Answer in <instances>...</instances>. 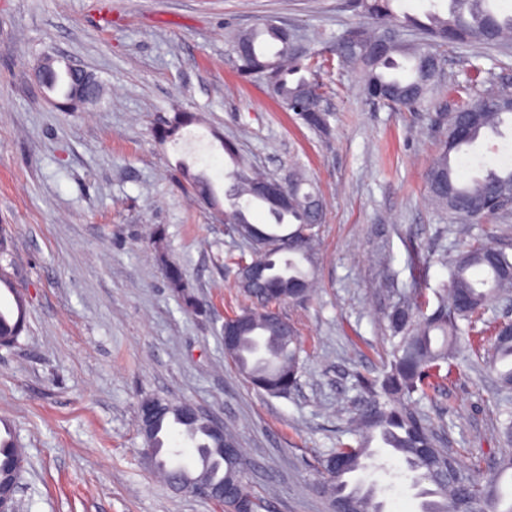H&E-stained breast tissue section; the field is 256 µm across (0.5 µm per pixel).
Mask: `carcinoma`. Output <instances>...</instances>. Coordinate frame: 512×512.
<instances>
[{"mask_svg":"<svg viewBox=\"0 0 512 512\" xmlns=\"http://www.w3.org/2000/svg\"><path fill=\"white\" fill-rule=\"evenodd\" d=\"M394 0H356L355 7L379 26L413 27L423 33L421 41L404 43L397 40L376 54L372 44L377 31L362 25L345 30L336 38L338 61L357 71L363 92L372 101L390 104L398 109L423 101L434 89L440 73L427 67L426 58L445 46L479 43L497 45L512 34V14L493 8L490 0H449L448 11L425 13V19L400 16L393 9ZM297 37L292 31L265 20L256 27L237 33L233 50L242 77H262L272 93L294 112L311 130L329 139V113L322 93L301 76L288 81V76L317 66L313 52L301 54L296 49ZM458 96L457 108L438 116L442 138L437 155L427 174L428 203L448 212L456 231L465 234L470 226L485 215L495 213L494 193H512V168H488L468 180L461 179L456 161L487 133L501 134V128L512 125L508 101L512 94L492 90L480 101L467 94ZM196 120L191 112H176L164 126L154 129V139L164 144L184 126ZM224 153L233 164L228 174L233 199L222 209L209 178L190 167L180 168L181 185L196 201L209 210L224 213L227 224H241L256 240L270 239L279 249L269 258L260 287L246 293L250 305L236 315L237 325L232 344L224 345L229 358L254 386L281 396L296 389L302 365V345L294 329L269 314L272 305L282 301L306 300L315 281L310 274L314 264L317 237L316 224L323 223V205L319 192L306 173L294 168L288 171L291 185L286 210L275 208L258 188L271 177L256 169L239 154L236 144L222 142ZM260 203L268 207L275 225L282 231L260 227L249 221L247 211ZM170 287L179 297L183 309L196 314L202 304L190 289L181 268L166 266ZM512 299V255L491 243L469 246L448 262V286L437 294V305L415 296H405L394 304L386 319L391 331L392 350L389 371L380 382L362 381L368 396L364 406L351 420L350 433L355 443L332 448L322 458L323 490L333 512H384L372 487L352 477L368 467L373 458L372 443L381 441L404 460L413 474V485L427 482L433 486L423 491L427 500L422 512H512V501L505 502L498 486L512 471V414L502 423L504 448L497 462L485 469L474 465L472 472L459 468L454 454L439 446L438 435L427 418L413 406V395L428 396L434 381L451 372V362L472 346L480 334L477 324L484 311L496 300ZM26 311L21 297H16V313L0 312V347L15 345L24 330ZM512 360V337L494 330L493 352L482 358L486 370L504 392L512 390V366L501 363ZM173 427L190 440L197 451L200 476L227 477L232 485V502L237 512H257V503L240 478L242 452L221 456L216 443L200 421L191 420L174 411L166 412L158 421L155 447L164 448V436ZM24 458L23 449L11 439H0V480L14 482L20 475L17 463ZM154 473L169 483L177 472L194 471L182 464L163 463Z\"/></svg>","mask_w":512,"mask_h":512,"instance_id":"obj_1","label":"carcinoma"}]
</instances>
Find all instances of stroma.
Wrapping results in <instances>:
<instances>
[{
    "label": "stroma",
    "mask_w": 512,
    "mask_h": 512,
    "mask_svg": "<svg viewBox=\"0 0 512 512\" xmlns=\"http://www.w3.org/2000/svg\"><path fill=\"white\" fill-rule=\"evenodd\" d=\"M351 2L0 0V226L12 237L8 273L26 306L17 344L0 347V422L26 459L16 512H222L153 476L138 421L147 396L192 403L235 431L258 512H328L319 460L353 440L345 414L363 396L359 379L387 367L391 306L417 289L433 295L448 280L443 257L466 243L495 241L512 253V212L481 218L464 239L424 202L436 115L450 109L468 60L512 86V41L443 52L437 93L397 110L368 100L359 75L332 61L337 36L364 21ZM262 18L330 60L320 74L329 139L265 80L239 76L226 33ZM47 53L56 67L93 74L100 99L61 111L35 75ZM181 110L200 124L156 145L152 129ZM223 138L273 176L304 169L325 204L317 287L279 308L305 348L299 385L284 396L254 387L224 355V318L248 304L234 282L245 247L178 181L184 163L225 189ZM483 163L512 165L511 127L481 139L460 176ZM158 227L163 264L151 238ZM168 263L183 270L204 313L182 310ZM472 362L459 356L417 403L443 425L464 470L498 457L501 409L512 403ZM403 469L386 458L371 474L385 512H421Z\"/></svg>",
    "instance_id": "35a3bbf8"
}]
</instances>
